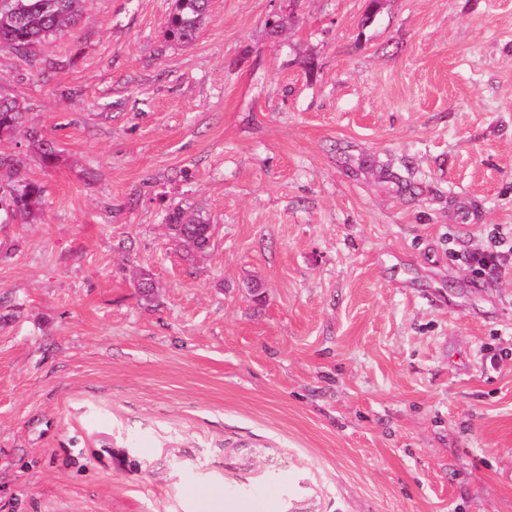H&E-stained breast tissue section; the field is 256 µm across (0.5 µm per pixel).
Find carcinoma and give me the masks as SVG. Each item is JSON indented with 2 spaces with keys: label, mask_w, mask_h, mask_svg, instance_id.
Listing matches in <instances>:
<instances>
[{
  "label": "carcinoma",
  "mask_w": 512,
  "mask_h": 512,
  "mask_svg": "<svg viewBox=\"0 0 512 512\" xmlns=\"http://www.w3.org/2000/svg\"><path fill=\"white\" fill-rule=\"evenodd\" d=\"M85 0H0V49L12 50L25 56L45 39L76 25ZM208 0H174V9L167 20V35L173 40L190 44L196 40L206 17ZM18 131L26 132L38 143L42 163L50 167L57 161L51 142L33 130L26 129V109L14 101L0 100V137ZM24 160L15 154L0 156V169L11 180L9 194L0 195V209L15 218L27 219L40 200L42 186L23 174ZM165 223L171 225V235L182 241L190 236L199 245L206 244L210 221L177 206L169 210Z\"/></svg>",
  "instance_id": "1"
}]
</instances>
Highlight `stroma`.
<instances>
[{"mask_svg": "<svg viewBox=\"0 0 512 512\" xmlns=\"http://www.w3.org/2000/svg\"><path fill=\"white\" fill-rule=\"evenodd\" d=\"M366 7L209 0L182 45L86 0L0 50L59 153L0 140L43 188L0 212V512H512V273L464 262L512 226V0ZM165 223L172 225L170 234L180 240L181 243H184L186 248L185 257L187 259H193L195 257L194 253L198 251L195 248L186 245L184 241L185 237L190 236L194 238L199 245L204 246L206 244L207 248L211 245L215 237V224H213L212 235L209 237L210 221L208 218L200 215V213H189L178 206L169 210ZM208 237L209 239L206 243V238ZM199 502L200 512H249L244 510V506L237 503L224 504V495L222 490L217 488L197 490L193 492Z\"/></svg>", "mask_w": 512, "mask_h": 512, "instance_id": "stroma-1", "label": "stroma"}]
</instances>
